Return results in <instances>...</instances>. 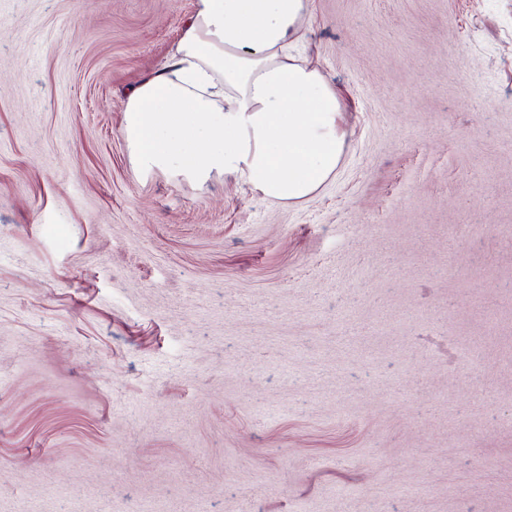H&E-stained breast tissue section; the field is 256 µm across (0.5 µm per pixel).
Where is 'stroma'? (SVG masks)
<instances>
[{
  "instance_id": "1",
  "label": "stroma",
  "mask_w": 512,
  "mask_h": 512,
  "mask_svg": "<svg viewBox=\"0 0 512 512\" xmlns=\"http://www.w3.org/2000/svg\"><path fill=\"white\" fill-rule=\"evenodd\" d=\"M196 0H0V512H512V0H310L308 200L139 178Z\"/></svg>"
}]
</instances>
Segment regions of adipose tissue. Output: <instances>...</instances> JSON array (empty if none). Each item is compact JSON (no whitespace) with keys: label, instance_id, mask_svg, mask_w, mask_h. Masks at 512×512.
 <instances>
[{"label":"adipose tissue","instance_id":"1","mask_svg":"<svg viewBox=\"0 0 512 512\" xmlns=\"http://www.w3.org/2000/svg\"><path fill=\"white\" fill-rule=\"evenodd\" d=\"M309 0H197L167 62L126 99L124 136L140 177H234L297 203L335 172L339 100L293 56Z\"/></svg>","mask_w":512,"mask_h":512}]
</instances>
